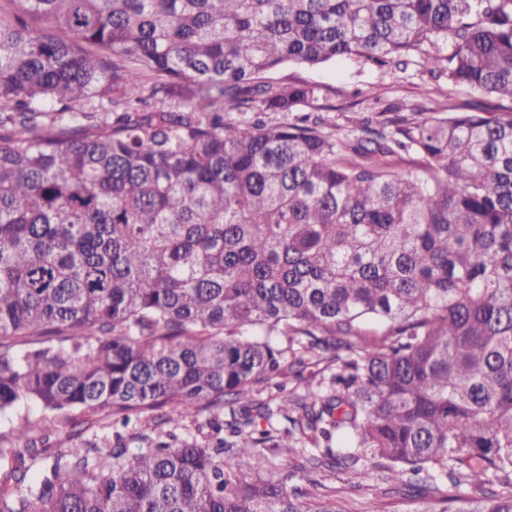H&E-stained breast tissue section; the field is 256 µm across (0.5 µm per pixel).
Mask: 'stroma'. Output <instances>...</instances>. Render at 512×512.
<instances>
[{"label": "stroma", "mask_w": 512, "mask_h": 512, "mask_svg": "<svg viewBox=\"0 0 512 512\" xmlns=\"http://www.w3.org/2000/svg\"><path fill=\"white\" fill-rule=\"evenodd\" d=\"M278 81H303L315 86L317 97L308 104L311 112H321L327 124L336 131H347L358 126L364 118L383 109H400L410 114L419 109L430 112H458L472 101L469 89L463 86H443L435 90L434 82L410 67L401 77H394L378 68L355 59L329 62L317 67L290 64L275 72ZM205 415L187 417L178 426H170L156 414L147 413L131 423L124 431L131 449H138L139 434L158 435L174 432L178 440H193ZM112 418L107 412L89 414L82 410L70 411L62 423L45 434V446L57 451L76 444L78 439L111 435ZM305 458L300 453H284L272 457L267 477L286 482L288 486L307 488L310 481L323 485L322 496L333 499L346 512H439L436 497L413 498L400 491L388 478L386 461L370 468L361 479L341 468L305 471Z\"/></svg>", "instance_id": "stroma-1"}]
</instances>
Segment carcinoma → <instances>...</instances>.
Segmentation results:
<instances>
[{
    "instance_id": "cac0c4a2",
    "label": "carcinoma",
    "mask_w": 512,
    "mask_h": 512,
    "mask_svg": "<svg viewBox=\"0 0 512 512\" xmlns=\"http://www.w3.org/2000/svg\"><path fill=\"white\" fill-rule=\"evenodd\" d=\"M415 55L512 101V0H0V415H224L37 486L20 423L0 512H343L263 475L297 446L423 493L494 478L456 512H512V113L264 120L315 99L287 63ZM309 366L325 390L254 397Z\"/></svg>"
}]
</instances>
